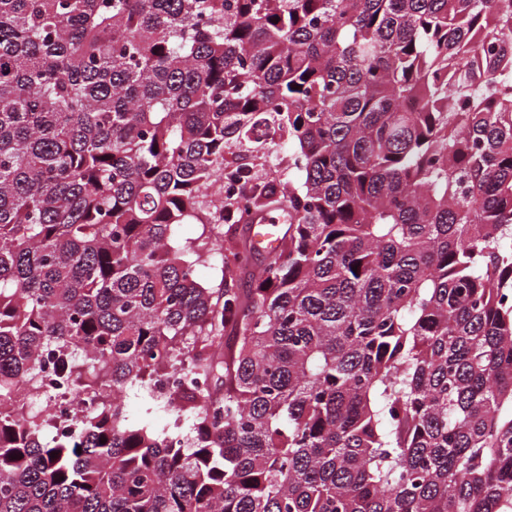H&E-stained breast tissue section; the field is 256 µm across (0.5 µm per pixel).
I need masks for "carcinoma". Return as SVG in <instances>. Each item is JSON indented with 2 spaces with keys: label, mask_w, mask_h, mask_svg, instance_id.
Segmentation results:
<instances>
[{
  "label": "carcinoma",
  "mask_w": 512,
  "mask_h": 512,
  "mask_svg": "<svg viewBox=\"0 0 512 512\" xmlns=\"http://www.w3.org/2000/svg\"><path fill=\"white\" fill-rule=\"evenodd\" d=\"M0 512H512V0H0ZM248 232L246 230L247 225ZM223 228L216 230L221 239H223L224 250L231 244L242 245L245 242L252 246L260 253L266 254L268 257L275 255L279 249L281 240L277 236L279 227L278 218L267 215H250L247 224H223ZM249 235V236H248ZM250 239V241H249ZM268 257L254 251L253 265L260 268L268 261ZM56 386V377L49 365L41 384V393L46 395L45 414L54 431L77 433L76 407L67 394H62Z\"/></svg>",
  "instance_id": "obj_1"
}]
</instances>
